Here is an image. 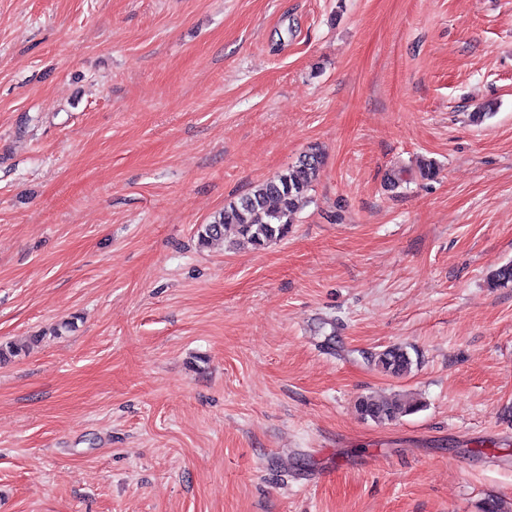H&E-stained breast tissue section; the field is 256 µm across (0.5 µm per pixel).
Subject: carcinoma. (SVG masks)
<instances>
[{
  "mask_svg": "<svg viewBox=\"0 0 512 512\" xmlns=\"http://www.w3.org/2000/svg\"><path fill=\"white\" fill-rule=\"evenodd\" d=\"M321 165L320 152L310 149L295 165L254 186L225 205L211 222L200 225L197 229L199 244L205 246L221 240L230 231L236 236L235 245L253 248L286 237ZM491 282L496 287L512 286V263L498 267L491 274ZM374 364L383 372L400 377L411 372L413 361L405 347L393 346L376 354ZM355 409L365 420L387 424L414 413L418 405L401 398L365 395L356 400Z\"/></svg>",
  "mask_w": 512,
  "mask_h": 512,
  "instance_id": "1",
  "label": "carcinoma"
}]
</instances>
